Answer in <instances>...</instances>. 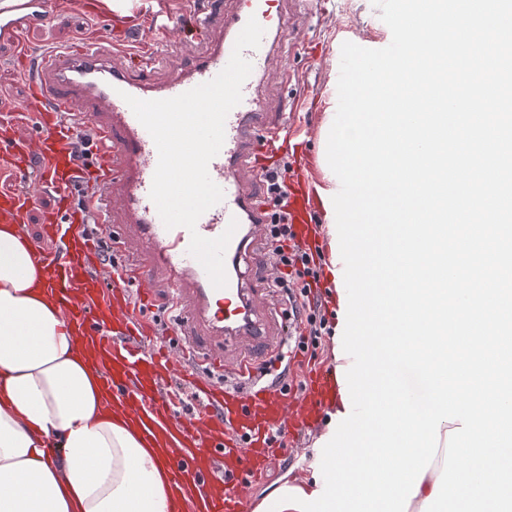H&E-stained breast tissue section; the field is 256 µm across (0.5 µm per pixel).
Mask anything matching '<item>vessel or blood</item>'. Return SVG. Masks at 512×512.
I'll return each instance as SVG.
<instances>
[{
  "mask_svg": "<svg viewBox=\"0 0 512 512\" xmlns=\"http://www.w3.org/2000/svg\"><path fill=\"white\" fill-rule=\"evenodd\" d=\"M229 2L226 8L200 9L196 0H182L180 37L173 45L94 41L76 51L52 46L34 59L22 38L27 27L51 21L43 0H26L21 15L0 13V32L17 60L32 63V129L0 133V163L21 179L35 177L60 202L43 226L56 249L34 244L30 250L67 328L92 347L103 369L107 409L121 410L161 449L176 512H246L247 492L279 452L281 437L314 426L327 392L321 372L299 395L256 377L257 359L287 358L286 321L270 288L241 268L249 253L265 247L270 218L257 201L263 176L257 159L275 149L281 132L269 119L262 82L280 45L309 24L310 0H296L298 9L290 16L285 0ZM252 17L265 33L258 48L243 52L252 72L241 102L226 117L223 146L208 166L224 198L202 214L195 230L166 228L150 198L158 152L125 98L168 99L213 79ZM161 69L171 75L155 81ZM80 122L94 135L99 163L95 190L76 205L72 142ZM34 155L40 166L33 174L28 162ZM30 198L27 189L1 193L0 223L23 226ZM88 214L113 249L131 256L129 268L90 274L95 242L84 222ZM233 219L238 228L224 257L227 285L217 289L189 254L190 239L195 232L218 237ZM161 278L169 284L165 305L175 314L174 334L160 332L143 316L157 304L154 286ZM227 342L239 345L229 361L216 351ZM174 376L205 411L175 407L162 389Z\"/></svg>",
  "mask_w": 512,
  "mask_h": 512,
  "instance_id": "vessel-or-blood-1",
  "label": "vessel or blood"
}]
</instances>
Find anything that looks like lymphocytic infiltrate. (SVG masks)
Masks as SVG:
<instances>
[{
	"instance_id": "f902f5d3",
	"label": "lymphocytic infiltrate",
	"mask_w": 512,
	"mask_h": 512,
	"mask_svg": "<svg viewBox=\"0 0 512 512\" xmlns=\"http://www.w3.org/2000/svg\"><path fill=\"white\" fill-rule=\"evenodd\" d=\"M290 165L281 162L265 177L263 205L273 211V222L267 229V263L269 286L283 305L294 346L301 352L320 349L322 339L331 329L325 305L314 290L319 283L320 262L310 247L298 239L290 222L288 186Z\"/></svg>"
}]
</instances>
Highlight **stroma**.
Instances as JSON below:
<instances>
[{"instance_id": "35a3bbf8", "label": "stroma", "mask_w": 512, "mask_h": 512, "mask_svg": "<svg viewBox=\"0 0 512 512\" xmlns=\"http://www.w3.org/2000/svg\"><path fill=\"white\" fill-rule=\"evenodd\" d=\"M53 20L47 25H32L25 34L31 51L55 46L79 47V38L91 34L97 38L142 42L159 39L174 42L177 25L160 29L152 17L161 11L178 12L180 0H135L125 14L112 13L105 0H47ZM361 47L383 48L391 42V31L381 20L372 0H328L323 14L309 26L293 34L287 64L296 70L306 96L293 111L291 131L282 152L292 170L288 179L289 198L304 197L311 223L323 221L317 187L322 182L319 168V130L327 120V108L336 83V53L344 42ZM27 85L19 71L12 47L0 43V116L26 107ZM335 405L323 410L315 427L302 428L290 437L292 449L270 458L264 477L250 493V505H257L283 482L299 483L309 479L317 466L309 452L325 431Z\"/></svg>"}]
</instances>
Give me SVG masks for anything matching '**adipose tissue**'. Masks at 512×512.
Masks as SVG:
<instances>
[{
  "instance_id": "obj_1",
  "label": "adipose tissue",
  "mask_w": 512,
  "mask_h": 512,
  "mask_svg": "<svg viewBox=\"0 0 512 512\" xmlns=\"http://www.w3.org/2000/svg\"><path fill=\"white\" fill-rule=\"evenodd\" d=\"M0 512H172L157 449L105 410L94 353L12 224L0 225Z\"/></svg>"
}]
</instances>
